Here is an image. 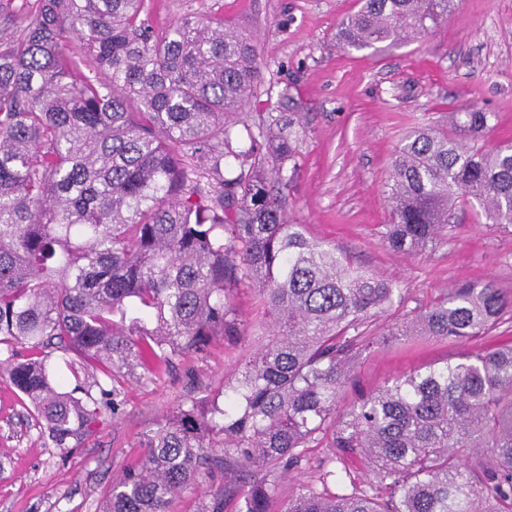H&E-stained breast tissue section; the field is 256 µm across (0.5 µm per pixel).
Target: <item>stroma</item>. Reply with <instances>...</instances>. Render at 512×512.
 <instances>
[{"label":"stroma","mask_w":512,"mask_h":512,"mask_svg":"<svg viewBox=\"0 0 512 512\" xmlns=\"http://www.w3.org/2000/svg\"><path fill=\"white\" fill-rule=\"evenodd\" d=\"M357 7V0H145L144 12L156 29L212 14L257 35L262 83L232 122L291 124L298 165L286 192L291 222L402 289L401 304L371 325L384 342L359 358L342 411L355 388L374 391L461 352L512 342L511 320L469 342L391 333L405 312L426 309L458 283L491 281L512 296V228L478 223L468 210L457 212L447 241L417 255L395 253L382 238L384 184L409 130L451 127L459 108L472 103L494 115L488 141H512V0H458L437 29L375 52L336 43L339 23ZM229 302L241 323L236 341L216 338L157 377L121 379L118 413L103 411L90 430L60 446L0 375V512H100L107 486L144 458V433L178 407L217 393L265 340L269 319L257 291L239 287ZM331 454L324 437L290 471L270 468L274 512L320 489L319 464Z\"/></svg>","instance_id":"obj_1"}]
</instances>
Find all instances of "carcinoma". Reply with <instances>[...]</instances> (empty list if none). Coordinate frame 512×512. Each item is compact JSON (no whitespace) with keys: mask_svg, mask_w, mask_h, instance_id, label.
Returning <instances> with one entry per match:
<instances>
[{"mask_svg":"<svg viewBox=\"0 0 512 512\" xmlns=\"http://www.w3.org/2000/svg\"><path fill=\"white\" fill-rule=\"evenodd\" d=\"M0 33V347L9 379L62 444L144 365L155 374L216 336L240 335L227 291L255 288L271 336L224 391L144 435L139 468L112 480L103 512H169L201 469L236 474L197 512H271L263 469L298 465L328 435L373 480L313 489L284 512H512V345L430 364L336 415L373 318L398 282L355 266L287 221L292 135L230 122L261 83L259 41L222 18L156 30L144 0H35ZM455 0H361L336 34L375 49L437 27ZM492 113L402 140L386 182L393 251L444 240L452 210L512 227V144L488 145ZM512 312L491 282H465L393 336L469 341ZM57 344L56 361L42 348ZM33 356L18 359L16 347ZM75 386L67 389V376ZM222 449L212 459L208 450ZM322 485L342 479L336 455Z\"/></svg>","mask_w":512,"mask_h":512,"instance_id":"cac0c4a2","label":"carcinoma"}]
</instances>
